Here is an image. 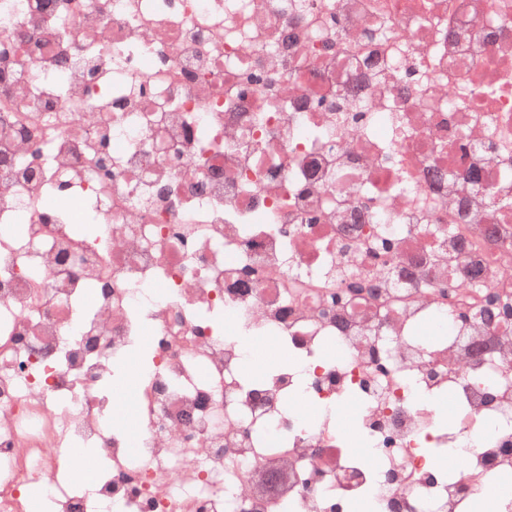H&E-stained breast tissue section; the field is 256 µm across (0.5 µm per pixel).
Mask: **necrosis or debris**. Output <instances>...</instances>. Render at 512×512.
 <instances>
[{
    "label": "necrosis or debris",
    "instance_id": "obj_1",
    "mask_svg": "<svg viewBox=\"0 0 512 512\" xmlns=\"http://www.w3.org/2000/svg\"><path fill=\"white\" fill-rule=\"evenodd\" d=\"M292 4L0 0V512H468L512 475V0ZM240 333L292 361L245 386Z\"/></svg>",
    "mask_w": 512,
    "mask_h": 512
}]
</instances>
